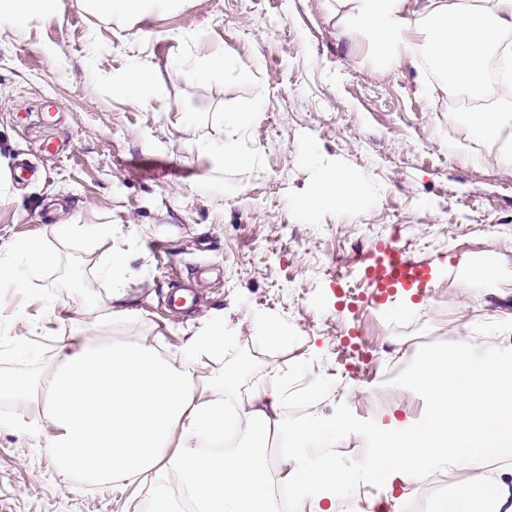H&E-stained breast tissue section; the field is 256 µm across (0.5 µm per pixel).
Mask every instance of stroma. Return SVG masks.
I'll list each match as a JSON object with an SVG mask.
<instances>
[{
    "label": "stroma",
    "instance_id": "35a3bbf8",
    "mask_svg": "<svg viewBox=\"0 0 512 512\" xmlns=\"http://www.w3.org/2000/svg\"><path fill=\"white\" fill-rule=\"evenodd\" d=\"M61 14L27 38L0 35V249L51 237L57 224H112L142 230L132 251L129 300L142 320L135 333L172 351L222 315L235 338L229 355L205 369L247 365L245 384L271 369L335 381L312 412L372 413L375 394H393L389 361L463 335L457 285L431 279L421 309L400 315L399 298L365 304L350 294L359 259L394 241L430 268L458 272L464 256L494 258L495 286L512 302V168L468 160L448 139L463 106L442 90L424 91L407 58L383 65L370 39L347 32L342 0H187L171 14L142 20L137 51L126 29L63 0ZM224 48L236 68L201 84L174 69L176 53ZM149 63L161 98L144 109L112 96L114 72ZM265 110L233 140L254 149V168L215 166L191 148L217 136L219 114L254 99ZM314 164H306L304 154ZM28 158L36 175L16 183ZM347 171L363 187L349 211L304 210L316 181ZM108 246L70 241L39 285L54 289L56 321L28 296L5 289L0 312V374L26 343L32 374L49 366L59 338L86 296L106 293L97 267ZM35 315L19 324L13 311ZM280 322L292 336L275 348L256 336V320ZM347 385L354 398H340ZM16 408L0 400V512H117L108 485L62 482L49 449L12 426Z\"/></svg>",
    "mask_w": 512,
    "mask_h": 512
}]
</instances>
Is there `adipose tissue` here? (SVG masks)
<instances>
[{"label":"adipose tissue","instance_id":"adipose-tissue-1","mask_svg":"<svg viewBox=\"0 0 512 512\" xmlns=\"http://www.w3.org/2000/svg\"><path fill=\"white\" fill-rule=\"evenodd\" d=\"M185 0H85L95 14L134 25ZM348 31L367 33L377 57H407L448 91L464 92L474 106L465 115L472 138L494 140L495 165L512 166V0H345ZM62 0H0V33L26 35L34 21L59 13ZM202 83L223 80L232 53L211 50L175 55ZM121 102L146 106L162 90L151 67L138 64L112 77ZM359 183L345 171L319 178L304 201L309 209L345 211ZM122 237L102 272L111 288L85 300L74 336L60 340L40 395L45 417L34 429L55 455L62 479L133 489L135 512H175L161 475L173 471L195 512H377L389 504L404 512L409 487L431 475L452 485L430 512H512V311L497 310L488 342L449 340L412 360L400 390L419 396L418 414L397 401L376 403L373 421L344 412L291 423L284 415L295 380L273 374L243 389L239 372L210 374L203 358L234 344L223 318L199 328L173 351L133 335L141 320L127 307L128 249L138 231L119 234L109 224H58L52 238H29L0 250V288L31 289L45 310L56 299L35 287L56 261V246L75 239ZM125 330L115 338V330ZM31 388L29 352L19 347L0 397L25 409ZM357 444L364 454L340 461L327 449ZM276 451L288 502L271 486L269 451Z\"/></svg>","mask_w":512,"mask_h":512}]
</instances>
